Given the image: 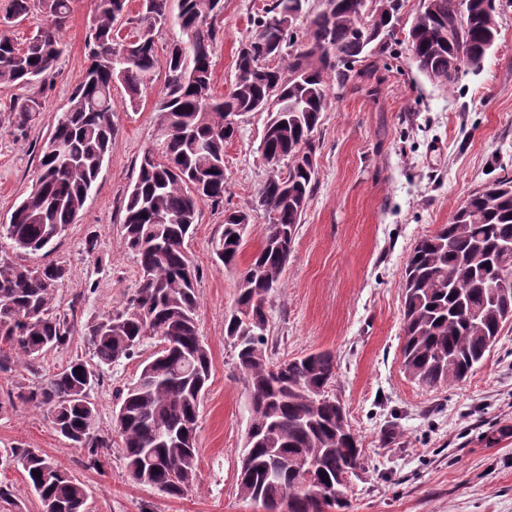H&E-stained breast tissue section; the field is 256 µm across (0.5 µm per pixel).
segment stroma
Instances as JSON below:
<instances>
[{"label":"stroma","instance_id":"1","mask_svg":"<svg viewBox=\"0 0 512 512\" xmlns=\"http://www.w3.org/2000/svg\"><path fill=\"white\" fill-rule=\"evenodd\" d=\"M267 0H224L222 35L212 55L215 96L234 82L239 46L255 30ZM94 0H73L66 46L39 118L19 128L0 119V225L36 180L42 146L56 116L82 81L85 35ZM482 67L466 71L454 90L420 74L405 46L373 59L372 76L353 79L322 116L316 153L318 186L299 226L280 288L267 299L272 361L328 351L336 358L330 391L344 405L364 451L340 512H512V323L472 375L429 388L403 371L402 270L422 236L448 223L467 196L512 174V7ZM164 75L156 73L137 106L115 88L117 134L108 163L75 224L54 249L27 256L31 265L65 264L69 278L56 296L73 311L69 348L47 352L37 369L0 372V485L10 491L0 512H41L15 448L45 453L85 487L91 512H256L240 496L237 471L251 417L250 397L224 336L239 276L265 235L263 211L252 210L267 169L258 146L267 113H250L224 146L227 191L222 206L199 205L185 241L199 272L197 324L212 358L197 423L198 477L173 499L133 484L120 452L104 470L87 468L84 454L54 430L45 409L18 401L75 356L91 359L87 326L122 307L140 285V268L124 246L122 201L145 150L159 149ZM251 209L244 247L234 267L218 265L212 242L226 211ZM96 235L97 247L85 240ZM159 346L150 339L134 358L105 369L89 398L100 427L113 432L119 392L137 381Z\"/></svg>","mask_w":512,"mask_h":512}]
</instances>
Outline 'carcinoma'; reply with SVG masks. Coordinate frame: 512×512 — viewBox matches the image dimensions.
<instances>
[{"label":"carcinoma","mask_w":512,"mask_h":512,"mask_svg":"<svg viewBox=\"0 0 512 512\" xmlns=\"http://www.w3.org/2000/svg\"><path fill=\"white\" fill-rule=\"evenodd\" d=\"M371 29L362 15L364 0H322L307 13L308 0H270L254 21L256 39L240 45L230 92L212 95L211 56L220 38L215 16L222 0H140L125 17L126 0H98L86 33L89 65L84 80L56 118L41 150L32 190L15 207L0 235L14 253L34 255L76 223L116 135L112 88L120 84L137 105L149 85L146 75L165 70L159 102L162 151L144 153L137 177L123 201L124 242L136 257L140 286L125 304L90 323L86 336L97 362L77 356L16 398L47 410L54 430L83 451L86 467L101 470L110 461L112 441L99 428V411L88 390L100 380L97 368L130 359L144 341L161 348L122 393L113 412L127 476L168 498H181L197 481L196 429L209 381L211 353L197 327L198 270L186 248L197 223L199 203L224 201V143L238 127L231 112H266L274 95L283 112L270 114L265 151L283 157L268 166L257 204L268 217L264 240L240 274L237 307L224 320L235 365L251 399L247 446L240 460L238 491L258 496L270 512H321L320 501L342 475L362 468L357 434L340 418L338 399L328 388L336 374L334 356L314 352L275 363L268 354L267 295L279 286L298 225L317 187L316 133L336 81L365 75L359 65L388 48L384 42L362 52L360 37L394 38L405 0H372ZM494 0H420L406 49L417 70L453 87L462 72L479 67L499 34ZM46 23L25 45L0 34V84L33 92L13 101L8 119L23 128L43 111L52 75L64 53L61 33L70 20V0H38ZM30 0H11L0 23L24 18ZM307 23V42L295 46L293 25ZM126 19L135 35L116 40L115 24ZM179 27L164 63L155 54V32ZM241 210L225 214L224 231L213 252L224 266L236 264L243 246ZM236 240H230V237ZM512 176L472 192L451 220L422 237L404 271L401 349L405 372L437 386L465 380L512 319V287L495 293L493 277L512 278ZM68 277L58 263L40 267L0 257V372L20 362L28 367L48 351L69 347L72 324L55 310L56 294ZM42 509L84 512L87 491L69 471L30 448L14 453ZM314 463L309 474L298 461Z\"/></svg>","instance_id":"1"}]
</instances>
